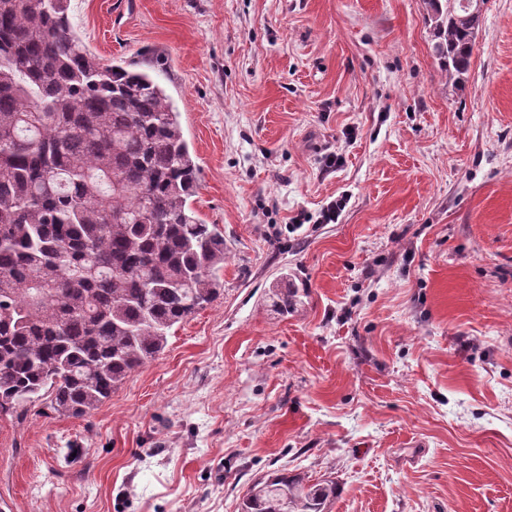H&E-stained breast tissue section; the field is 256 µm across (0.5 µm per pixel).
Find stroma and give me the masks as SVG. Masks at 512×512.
<instances>
[{
    "mask_svg": "<svg viewBox=\"0 0 512 512\" xmlns=\"http://www.w3.org/2000/svg\"><path fill=\"white\" fill-rule=\"evenodd\" d=\"M425 14L70 0L96 56L156 63L224 291L89 414L0 415V512H238L282 469L335 478L329 512H512V0L457 86ZM306 296L307 290L293 288V285L288 283L287 276L285 280H281L273 285L272 288H269V299L272 302V306L282 316L293 315L298 312L304 304L302 297Z\"/></svg>",
    "mask_w": 512,
    "mask_h": 512,
    "instance_id": "stroma-1",
    "label": "stroma"
}]
</instances>
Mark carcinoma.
Masks as SVG:
<instances>
[{
  "label": "carcinoma",
  "instance_id": "obj_1",
  "mask_svg": "<svg viewBox=\"0 0 512 512\" xmlns=\"http://www.w3.org/2000/svg\"><path fill=\"white\" fill-rule=\"evenodd\" d=\"M70 0H0V415L83 416L224 288V233L192 209L197 164L149 72L102 63ZM432 52L468 73L483 11L423 0ZM307 290L269 289L278 314ZM336 481L274 470L239 512H327Z\"/></svg>",
  "mask_w": 512,
  "mask_h": 512
}]
</instances>
